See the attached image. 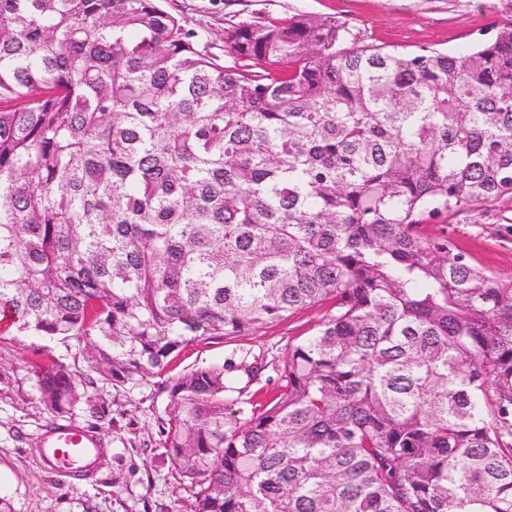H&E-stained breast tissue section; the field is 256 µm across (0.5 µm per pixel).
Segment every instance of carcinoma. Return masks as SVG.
<instances>
[{
  "mask_svg": "<svg viewBox=\"0 0 512 512\" xmlns=\"http://www.w3.org/2000/svg\"><path fill=\"white\" fill-rule=\"evenodd\" d=\"M334 17L224 33L157 0H0V306L73 339L52 417L187 345L326 305L274 397L166 383L192 512H512V279L425 227L512 192V19L460 51L346 47Z\"/></svg>",
  "mask_w": 512,
  "mask_h": 512,
  "instance_id": "carcinoma-1",
  "label": "carcinoma"
}]
</instances>
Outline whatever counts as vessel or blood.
Instances as JSON below:
<instances>
[{
	"mask_svg": "<svg viewBox=\"0 0 512 512\" xmlns=\"http://www.w3.org/2000/svg\"><path fill=\"white\" fill-rule=\"evenodd\" d=\"M41 447L49 471L80 477L94 469L99 437L82 426L57 424L45 431Z\"/></svg>",
	"mask_w": 512,
	"mask_h": 512,
	"instance_id": "1",
	"label": "vessel or blood"
}]
</instances>
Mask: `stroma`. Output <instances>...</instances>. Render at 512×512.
<instances>
[{"instance_id": "1", "label": "stroma", "mask_w": 512, "mask_h": 512, "mask_svg": "<svg viewBox=\"0 0 512 512\" xmlns=\"http://www.w3.org/2000/svg\"><path fill=\"white\" fill-rule=\"evenodd\" d=\"M162 6L218 56L224 53L225 28L296 13L345 22L359 48L443 52L490 39L508 17L502 0H162ZM427 231L448 235L475 265L512 277V195L449 215ZM322 314L312 308L247 336L189 345L172 371L255 358L263 371L247 392L265 399L274 392L289 343L310 335ZM32 357L25 336L14 351L0 355V495L11 512H188L190 493L161 446L168 399L162 377L135 389L103 382L91 388L92 402L106 404L108 413L101 420L86 411L75 416V423L102 441L92 478L74 481L47 473L39 458V436L53 418L33 390Z\"/></svg>"}]
</instances>
